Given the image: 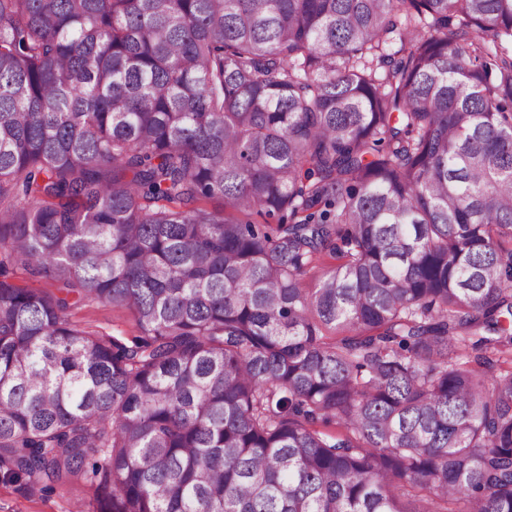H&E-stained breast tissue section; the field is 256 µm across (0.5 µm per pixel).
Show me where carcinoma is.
<instances>
[{
  "mask_svg": "<svg viewBox=\"0 0 512 512\" xmlns=\"http://www.w3.org/2000/svg\"><path fill=\"white\" fill-rule=\"evenodd\" d=\"M505 364L512 0H0L1 478L512 512ZM72 319L106 339L112 336L131 339L138 335L133 312L126 307L84 302L74 311Z\"/></svg>",
  "mask_w": 512,
  "mask_h": 512,
  "instance_id": "cac0c4a2",
  "label": "carcinoma"
}]
</instances>
